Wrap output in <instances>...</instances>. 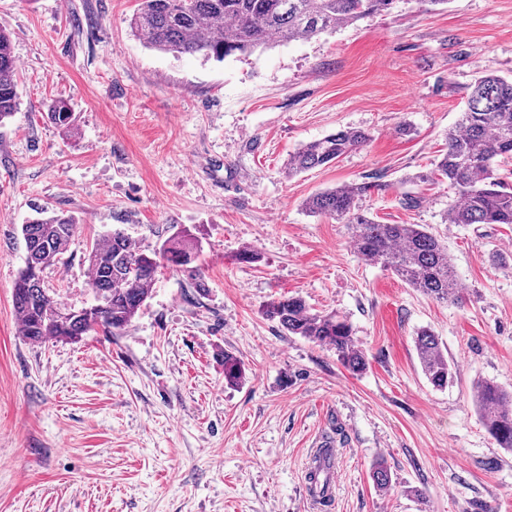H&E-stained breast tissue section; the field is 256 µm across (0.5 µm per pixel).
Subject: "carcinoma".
<instances>
[{
  "instance_id": "cac0c4a2",
  "label": "carcinoma",
  "mask_w": 512,
  "mask_h": 512,
  "mask_svg": "<svg viewBox=\"0 0 512 512\" xmlns=\"http://www.w3.org/2000/svg\"><path fill=\"white\" fill-rule=\"evenodd\" d=\"M394 0H140L131 19L133 35L146 47L174 55L200 56L221 63L232 55H250L298 37L314 38L340 25L389 10ZM17 67L11 39L0 30V124L19 106ZM49 118L70 136L77 133L72 108L64 100L51 106ZM361 130L340 129L303 145L288 161V175L333 163L365 143ZM512 159V78L487 74L467 95L466 107L448 130L446 151L436 164L438 179L448 180L460 203L449 208L447 222L457 225H512V190L497 174ZM377 185L364 182L320 191L305 207L314 216H329L349 225L359 255L379 263L423 294L440 302L461 299L448 248L423 224H380L360 211L357 201ZM77 230L73 217L40 209L22 225L26 262L13 286L20 333L32 343L47 339L76 342L90 332L117 335L133 321L150 295L161 261L178 267L191 263L199 238L184 229L160 251L147 253L120 230L92 245L86 261L91 290L106 299L102 307L62 305L44 287V271L68 251ZM264 315L293 336L334 350L349 371L366 368L352 325L336 313L311 309L299 296L274 299ZM422 371L437 390L448 387L452 365L435 334L422 329L415 337ZM224 384L245 378L244 364L224 352ZM473 403L487 432L499 447L512 452V390L490 381L474 387ZM372 481L380 490L391 487L384 459L375 460Z\"/></svg>"
}]
</instances>
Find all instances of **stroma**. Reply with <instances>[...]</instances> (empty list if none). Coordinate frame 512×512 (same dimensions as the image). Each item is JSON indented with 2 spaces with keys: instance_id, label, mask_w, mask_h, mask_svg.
<instances>
[{
  "instance_id": "obj_1",
  "label": "stroma",
  "mask_w": 512,
  "mask_h": 512,
  "mask_svg": "<svg viewBox=\"0 0 512 512\" xmlns=\"http://www.w3.org/2000/svg\"><path fill=\"white\" fill-rule=\"evenodd\" d=\"M137 7L0 0L20 96L0 126V512H319L307 456L329 436L327 512H512V453L472 401L480 380L512 389V227L447 223L459 197L431 176L475 79L512 77V0H395L221 63L145 48ZM56 99L75 136L48 119ZM344 128L369 139L288 175L301 145ZM363 182L377 185L359 201L367 216L441 236L463 303L362 259L348 225L305 209ZM39 209L77 221L44 273L63 305L92 303L85 256L116 229L150 250L191 230L203 286L168 265L121 334L30 343L13 284ZM246 249L256 260L238 261ZM283 296L346 317L366 370L267 319ZM422 329L454 368L445 390L421 371ZM225 351L246 367L239 386L224 383ZM380 457L385 492L370 478Z\"/></svg>"
}]
</instances>
